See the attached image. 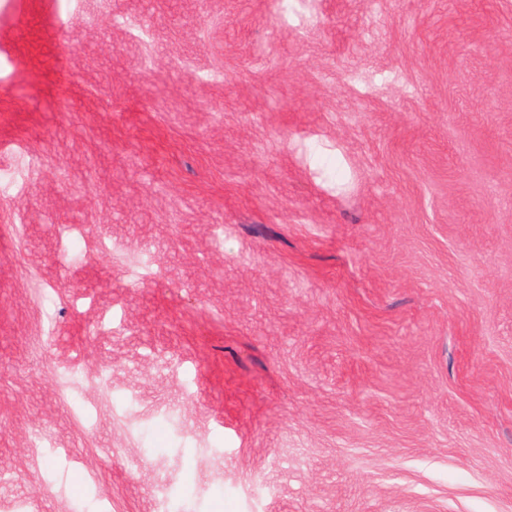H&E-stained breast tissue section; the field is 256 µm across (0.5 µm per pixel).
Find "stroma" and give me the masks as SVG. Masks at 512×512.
<instances>
[{
    "label": "stroma",
    "mask_w": 512,
    "mask_h": 512,
    "mask_svg": "<svg viewBox=\"0 0 512 512\" xmlns=\"http://www.w3.org/2000/svg\"><path fill=\"white\" fill-rule=\"evenodd\" d=\"M0 512H512V0H0Z\"/></svg>",
    "instance_id": "35a3bbf8"
}]
</instances>
